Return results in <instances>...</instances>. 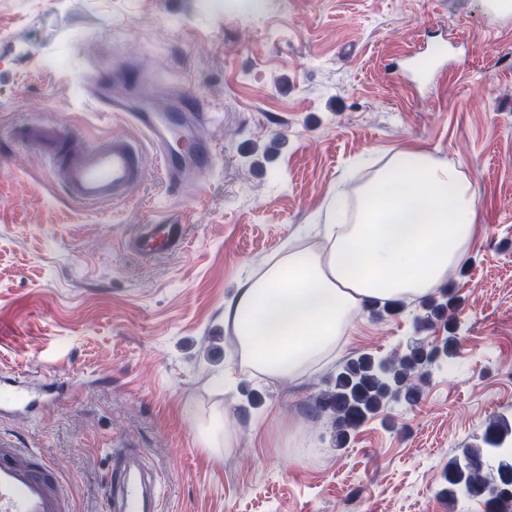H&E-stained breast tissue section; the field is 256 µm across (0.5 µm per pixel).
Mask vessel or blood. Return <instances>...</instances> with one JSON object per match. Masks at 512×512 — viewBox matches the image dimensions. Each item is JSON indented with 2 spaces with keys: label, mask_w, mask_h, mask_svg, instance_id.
<instances>
[{
  "label": "vessel or blood",
  "mask_w": 512,
  "mask_h": 512,
  "mask_svg": "<svg viewBox=\"0 0 512 512\" xmlns=\"http://www.w3.org/2000/svg\"><path fill=\"white\" fill-rule=\"evenodd\" d=\"M110 85H128L147 100L155 85L145 76L117 68L104 78ZM99 111L111 112L136 127L134 140L112 134L103 140L77 144L51 126L29 123L17 131L20 142L37 146L50 178L77 206L93 209L124 199L157 169L169 186L201 180L213 162L210 140L195 129L208 121L203 108L178 113L130 111L125 95L96 98ZM187 243L186 226L178 221L141 225L129 244L143 257L181 251ZM33 382L0 374V414L31 410L36 401ZM112 469L104 486L103 512H158L159 500L139 453L111 449ZM70 489L56 466L32 449L0 434V512H70Z\"/></svg>",
  "instance_id": "vessel-or-blood-1"
}]
</instances>
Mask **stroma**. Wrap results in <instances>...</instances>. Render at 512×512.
<instances>
[{"mask_svg": "<svg viewBox=\"0 0 512 512\" xmlns=\"http://www.w3.org/2000/svg\"><path fill=\"white\" fill-rule=\"evenodd\" d=\"M441 48L428 75L419 57ZM124 64L212 117L197 183L149 174L96 211L50 181L15 127L48 122L94 141L131 125L87 100L94 69ZM412 147L460 164L481 232L446 284L463 300L452 372L431 369L414 403L384 406L337 447L317 397L338 366L388 357L421 302L361 307L335 353L300 377L242 367L224 303L291 242L321 246L337 190ZM187 215V245L144 258L140 224ZM58 387L0 432L47 457L73 512H100L116 443L162 477L164 512H484L439 494L448 462L486 423L512 417V16L484 0H0V371ZM223 411L235 444L202 447ZM298 431L278 438V421Z\"/></svg>", "mask_w": 512, "mask_h": 512, "instance_id": "1", "label": "stroma"}]
</instances>
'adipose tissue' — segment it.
Listing matches in <instances>:
<instances>
[{
  "label": "adipose tissue",
  "instance_id": "ef3b65f1",
  "mask_svg": "<svg viewBox=\"0 0 512 512\" xmlns=\"http://www.w3.org/2000/svg\"><path fill=\"white\" fill-rule=\"evenodd\" d=\"M478 211L459 164L405 148L336 203L321 249L291 245L224 303L248 369L288 380L321 363L364 301L418 300L471 248Z\"/></svg>",
  "mask_w": 512,
  "mask_h": 512
}]
</instances>
